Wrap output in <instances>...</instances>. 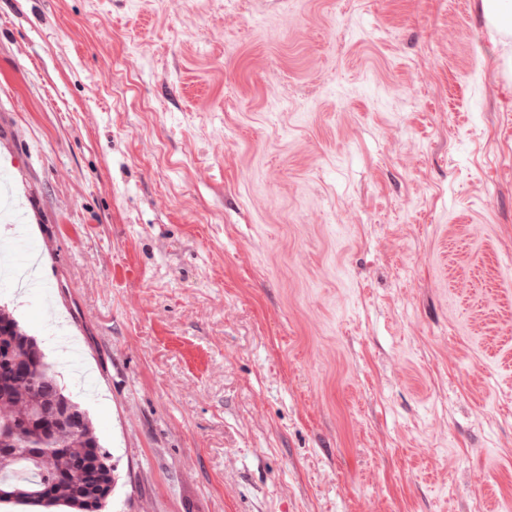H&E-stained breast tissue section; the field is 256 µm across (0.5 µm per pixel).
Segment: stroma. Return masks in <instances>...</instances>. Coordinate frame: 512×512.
I'll use <instances>...</instances> for the list:
<instances>
[{"instance_id":"obj_1","label":"stroma","mask_w":512,"mask_h":512,"mask_svg":"<svg viewBox=\"0 0 512 512\" xmlns=\"http://www.w3.org/2000/svg\"><path fill=\"white\" fill-rule=\"evenodd\" d=\"M477 3L0 0V257L51 291L0 307L109 512H512V36Z\"/></svg>"}]
</instances>
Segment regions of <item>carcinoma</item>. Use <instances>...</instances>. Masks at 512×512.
I'll use <instances>...</instances> for the list:
<instances>
[{
    "label": "carcinoma",
    "instance_id": "cac0c4a2",
    "mask_svg": "<svg viewBox=\"0 0 512 512\" xmlns=\"http://www.w3.org/2000/svg\"><path fill=\"white\" fill-rule=\"evenodd\" d=\"M69 396L54 365L34 338L8 312L0 311V504L65 506L73 512H104V492L114 490L113 473L89 462L109 456L88 414L68 428L34 429L32 410L52 421L57 393Z\"/></svg>",
    "mask_w": 512,
    "mask_h": 512
}]
</instances>
